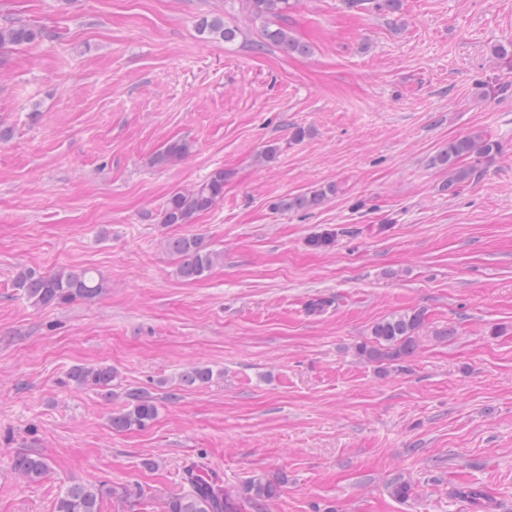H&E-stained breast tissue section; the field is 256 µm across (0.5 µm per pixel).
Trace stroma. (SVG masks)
<instances>
[{"label": "stroma", "mask_w": 512, "mask_h": 512, "mask_svg": "<svg viewBox=\"0 0 512 512\" xmlns=\"http://www.w3.org/2000/svg\"><path fill=\"white\" fill-rule=\"evenodd\" d=\"M205 16L238 38L202 35ZM288 19L310 54L255 52L242 0H0L1 25L51 33L0 55V512H54L75 481L108 487L102 512H161L192 461L237 490L286 475L268 512H512V60L493 54L512 0H402L395 17L294 0ZM474 133L501 152L449 195L430 158ZM177 139L189 156L153 164ZM217 168L223 200L162 223ZM327 184L318 208L277 207ZM182 235L222 255L195 281L163 246ZM26 267L107 286L35 307L13 286ZM412 310V356L359 358ZM77 365L116 370L111 393L75 386ZM196 365L213 380L181 386ZM130 390L158 415L114 431ZM23 451L45 479L14 472ZM16 473L31 482H38L50 474V464L42 455L32 453H20L14 459Z\"/></svg>", "instance_id": "1"}]
</instances>
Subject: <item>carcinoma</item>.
<instances>
[{"label":"carcinoma","mask_w":512,"mask_h":512,"mask_svg":"<svg viewBox=\"0 0 512 512\" xmlns=\"http://www.w3.org/2000/svg\"><path fill=\"white\" fill-rule=\"evenodd\" d=\"M246 9L254 22L261 23L255 49L262 51L268 45L279 47L286 53L308 54L310 47L288 31V12L292 0H245ZM199 31L232 42L239 29L228 26L218 17L203 18ZM50 32L26 24L14 22L0 26V50L30 45L44 40ZM193 145L185 139L167 143L155 157V163L169 166L181 161L192 151ZM499 145L480 135L454 139L440 149L431 160L433 166L448 171L446 189L453 196L465 184L480 177L483 160L498 152ZM335 192L328 185L316 190L290 195L278 202L282 210H311L322 205ZM224 197V169L217 168L202 183L188 189L176 190L166 199L162 210L163 224H191L194 218L212 209ZM165 247L181 258L178 275L184 280H196L205 275L218 261L219 255L210 249L203 238L192 235L165 241ZM15 286L35 306L67 305L78 299L90 300L101 294L105 282L92 268L58 269L42 273L32 268L20 270ZM424 324L421 311L394 313L376 322L372 327L371 340L356 347L357 355L370 362L386 365L413 354L416 335ZM117 373L110 367L76 366L69 372V380L80 387L108 389ZM213 371L205 366L186 369L180 377L184 386L210 382ZM126 404L112 415L110 424L117 432L144 428L157 415L153 401L137 391L125 394ZM16 473L31 482H38L50 474V464L42 455L20 453L14 459ZM187 490L168 498L163 512H243L245 504L261 510L278 495L279 481L263 476L250 478L241 496L226 489L218 478L205 473L198 464L184 468ZM106 488L103 485L73 483L64 488L55 503V512H101L100 503Z\"/></svg>","instance_id":"obj_1"}]
</instances>
